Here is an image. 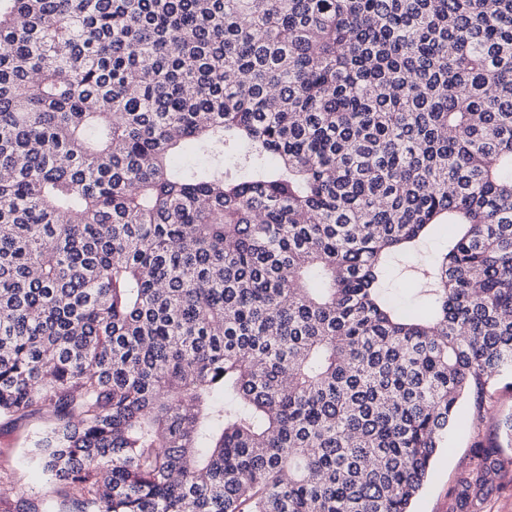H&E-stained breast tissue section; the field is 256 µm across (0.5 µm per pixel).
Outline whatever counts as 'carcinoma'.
Here are the masks:
<instances>
[{
  "label": "carcinoma",
  "instance_id": "1",
  "mask_svg": "<svg viewBox=\"0 0 512 512\" xmlns=\"http://www.w3.org/2000/svg\"><path fill=\"white\" fill-rule=\"evenodd\" d=\"M508 374L512 0H0V512H411ZM390 280L398 301L411 312L419 310V298L416 294L417 284L412 280L401 277L398 272L392 273ZM38 424L36 419L16 426L0 421V468H7L27 494H42L45 491L44 477L30 461L24 443L25 435Z\"/></svg>",
  "mask_w": 512,
  "mask_h": 512
}]
</instances>
